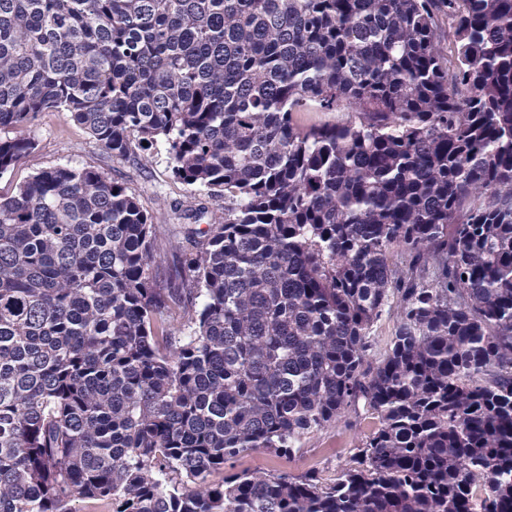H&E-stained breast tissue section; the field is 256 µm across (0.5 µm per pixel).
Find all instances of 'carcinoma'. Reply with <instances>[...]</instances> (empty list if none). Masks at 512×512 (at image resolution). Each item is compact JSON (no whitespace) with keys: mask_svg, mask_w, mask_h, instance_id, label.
Instances as JSON below:
<instances>
[{"mask_svg":"<svg viewBox=\"0 0 512 512\" xmlns=\"http://www.w3.org/2000/svg\"><path fill=\"white\" fill-rule=\"evenodd\" d=\"M53 109L224 221L159 288L98 168L0 197V512H512V0H0V131ZM358 406L335 482L235 469Z\"/></svg>","mask_w":512,"mask_h":512,"instance_id":"carcinoma-1","label":"carcinoma"}]
</instances>
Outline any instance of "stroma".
Here are the masks:
<instances>
[{
    "label": "stroma",
    "mask_w": 512,
    "mask_h": 512,
    "mask_svg": "<svg viewBox=\"0 0 512 512\" xmlns=\"http://www.w3.org/2000/svg\"><path fill=\"white\" fill-rule=\"evenodd\" d=\"M20 133L34 142L35 149L10 172L0 176L2 197L13 195L20 183L39 170L59 165H91L112 180L124 183L154 223L164 227L193 229V221L186 219L185 214L201 203L208 206L210 214L224 213L223 199L174 178L164 146H157L148 160L139 165L108 156L89 133L63 111L41 113L34 123L21 128ZM377 425L371 413L361 408L351 409L339 422L308 436L294 456L279 457L263 449L253 450L242 455L235 467L264 473L285 472L292 476L313 470L324 482L330 483L352 463Z\"/></svg>",
    "instance_id": "stroma-1"
}]
</instances>
